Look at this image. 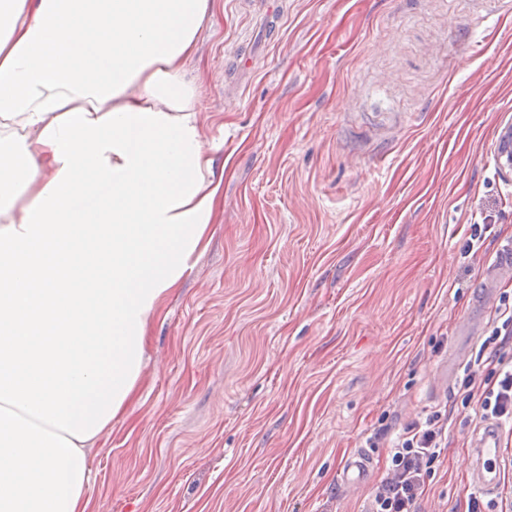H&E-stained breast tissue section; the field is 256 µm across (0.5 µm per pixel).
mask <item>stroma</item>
Listing matches in <instances>:
<instances>
[{"label":"stroma","mask_w":512,"mask_h":512,"mask_svg":"<svg viewBox=\"0 0 512 512\" xmlns=\"http://www.w3.org/2000/svg\"><path fill=\"white\" fill-rule=\"evenodd\" d=\"M214 0L186 62L219 189L208 244L146 329L89 450L88 512H365L386 449L448 406L420 512H456L481 420L435 389L488 257L512 243L495 135L512 15L489 0ZM251 66H241L242 56ZM496 224L476 255L471 225ZM372 459L360 491L339 469Z\"/></svg>","instance_id":"obj_1"}]
</instances>
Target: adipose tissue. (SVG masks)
I'll return each instance as SVG.
<instances>
[{"instance_id":"adipose-tissue-1","label":"adipose tissue","mask_w":512,"mask_h":512,"mask_svg":"<svg viewBox=\"0 0 512 512\" xmlns=\"http://www.w3.org/2000/svg\"><path fill=\"white\" fill-rule=\"evenodd\" d=\"M211 0H0V512H87L86 448L217 188L183 79Z\"/></svg>"}]
</instances>
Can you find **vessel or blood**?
<instances>
[{
    "label": "vessel or blood",
    "instance_id": "obj_1",
    "mask_svg": "<svg viewBox=\"0 0 512 512\" xmlns=\"http://www.w3.org/2000/svg\"><path fill=\"white\" fill-rule=\"evenodd\" d=\"M512 279V244L500 247L492 261L487 262L480 285L474 291L466 320L459 326L458 333L465 343L437 370L444 380H452L460 365L469 355V344L482 332L486 316L496 310L499 302V284L502 279ZM502 427L493 419L487 420L473 434V444L466 459L469 481L475 490L487 496L496 495L500 483L497 461L502 448ZM370 457L359 452L341 468L343 486L358 488L368 472Z\"/></svg>",
    "mask_w": 512,
    "mask_h": 512
}]
</instances>
